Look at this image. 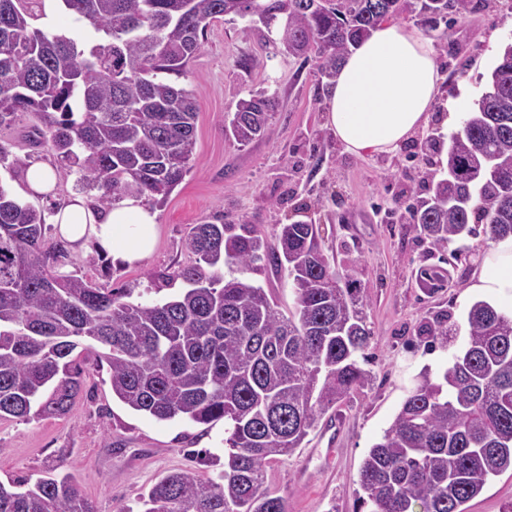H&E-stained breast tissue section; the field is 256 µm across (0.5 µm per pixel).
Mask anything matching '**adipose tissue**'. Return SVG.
I'll use <instances>...</instances> for the list:
<instances>
[{
	"label": "adipose tissue",
	"mask_w": 512,
	"mask_h": 512,
	"mask_svg": "<svg viewBox=\"0 0 512 512\" xmlns=\"http://www.w3.org/2000/svg\"><path fill=\"white\" fill-rule=\"evenodd\" d=\"M439 95L430 39L414 28L383 24L348 55L331 83L326 125L351 154L392 155L434 121ZM49 221L72 247L96 249L121 265L146 259L158 235L157 212L135 197L99 210L75 196ZM469 289L512 317V238L480 252Z\"/></svg>",
	"instance_id": "1"
}]
</instances>
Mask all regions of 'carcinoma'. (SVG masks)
Wrapping results in <instances>:
<instances>
[{
	"mask_svg": "<svg viewBox=\"0 0 512 512\" xmlns=\"http://www.w3.org/2000/svg\"><path fill=\"white\" fill-rule=\"evenodd\" d=\"M44 0H0V126L21 112L41 126L29 141L56 155L58 173L108 207L125 197L164 202L192 156L197 100L177 79L220 16L288 28V52L312 53L331 79L342 59L408 0H61L78 36L33 25ZM485 0H420L430 31ZM273 95L238 103L224 133L247 145L265 131ZM448 176L411 207L414 223L444 250L485 222L512 237V44L448 147ZM195 262L172 298L127 300L61 271L69 251L46 236L45 212L0 185V419L67 415L96 350L112 395L160 421L224 420V470L187 468L141 497L143 512H287L264 487L265 467L290 455L321 417L365 386L359 363L371 331L355 272L339 273L314 224L295 222L268 242L253 224H196ZM287 268L295 311L281 314L250 274ZM466 339L443 372H425L359 470L368 512H466L485 485L512 470V318L483 301L465 318ZM95 336L81 344L84 333ZM445 321L425 325L448 345ZM0 512H97L67 475L0 481Z\"/></svg>",
	"mask_w": 512,
	"mask_h": 512,
	"instance_id": "cac0c4a2",
	"label": "carcinoma"
}]
</instances>
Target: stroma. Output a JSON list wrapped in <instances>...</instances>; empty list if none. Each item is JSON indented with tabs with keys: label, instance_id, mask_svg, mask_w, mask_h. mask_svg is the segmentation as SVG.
Returning a JSON list of instances; mask_svg holds the SVG:
<instances>
[{
	"label": "stroma",
	"instance_id": "obj_1",
	"mask_svg": "<svg viewBox=\"0 0 512 512\" xmlns=\"http://www.w3.org/2000/svg\"><path fill=\"white\" fill-rule=\"evenodd\" d=\"M261 23L224 16L211 22L202 49L179 84L193 91L199 112L189 170L160 204L153 253L131 267L95 251H70L67 271L104 288H124L132 300L158 301L180 293L175 271L192 264L186 247L196 224H254L267 240L281 225L315 224L332 266L355 270L372 332L362 366L371 380L329 417L344 430L334 448L313 429L302 448L266 469V484L285 498L288 512H357L358 472L369 448L392 424L423 370L445 369L453 347L425 350L422 325L463 322L474 302L468 291L478 250L490 247L483 224L458 249L436 250L414 224L409 204L445 178L436 162L435 127H427L394 155L359 157L344 151L325 125L327 78L314 57L275 46ZM512 42V0L448 23V45L435 58L444 78L436 111L468 115L486 91L503 47ZM265 56L244 69L245 55ZM265 93L278 107L263 136L241 146L224 135L226 113L240 100ZM30 113L0 127V185L37 208L57 206L76 193L75 178L54 193H31L22 171L56 157L26 137ZM79 361L84 383L71 412L24 423L0 420V480L40 476L48 467L70 475L98 512H140L139 498L164 473L195 469L216 477L224 463V424L159 421L113 397L107 363L89 353ZM512 503V471L493 478L466 512H504Z\"/></svg>",
	"mask_w": 512,
	"mask_h": 512
}]
</instances>
